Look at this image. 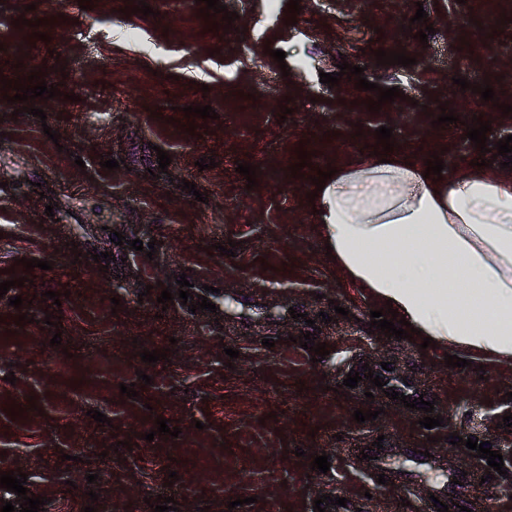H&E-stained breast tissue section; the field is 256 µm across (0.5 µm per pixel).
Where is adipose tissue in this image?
<instances>
[{"label": "adipose tissue", "instance_id": "1", "mask_svg": "<svg viewBox=\"0 0 512 512\" xmlns=\"http://www.w3.org/2000/svg\"><path fill=\"white\" fill-rule=\"evenodd\" d=\"M338 274L437 345L512 362V178L359 152L312 203Z\"/></svg>", "mask_w": 512, "mask_h": 512}]
</instances>
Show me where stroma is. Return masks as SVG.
<instances>
[{
  "mask_svg": "<svg viewBox=\"0 0 512 512\" xmlns=\"http://www.w3.org/2000/svg\"><path fill=\"white\" fill-rule=\"evenodd\" d=\"M138 2L92 0L84 10L78 0H0V75L40 71L61 88L36 100L42 119L0 106V282L9 268L30 279L12 290L23 309L0 298V472L26 473L31 493L48 499L45 512H154L149 500L166 490L179 512H313L323 494L361 512H437L433 498L461 475L489 512H512V457L505 475L489 480L486 459L447 440L454 432L497 452L512 441L500 427L512 413L504 399L512 364L462 350L468 367L452 368L444 348L371 329L378 305L340 282L306 198L318 170L375 144L382 126L396 145L442 153L448 167L482 159L465 137L473 116L490 121L488 144L512 135V114L500 110L512 105V0H498L510 22L494 34L472 23L471 0H367L359 12L349 0H301L292 26L288 0L271 12L266 0H220L238 14L229 32L221 15L201 17L198 0H146L151 15H124ZM420 7L434 27L424 44L413 21ZM37 18L48 41L32 36ZM379 48L415 63L378 65ZM343 60L405 100L372 113L365 102L376 92L345 77L321 83ZM461 77L471 89L460 90ZM488 77L493 104L473 91ZM442 102L457 120L432 126ZM197 105L216 119L189 121L183 109ZM161 150L172 162L156 177ZM302 150L310 165L295 178L289 168ZM112 158L122 168L101 167ZM206 158L215 168L198 170ZM244 159L259 170L256 187L235 171ZM187 181L206 202L184 190ZM37 183L49 198L34 192ZM113 230L126 244L111 241ZM134 239L158 240L155 256L130 249ZM230 240L233 256L211 255ZM93 248L114 253L108 271L87 257ZM22 257L53 267L28 270ZM182 273L192 294L213 286L216 312L161 306V282ZM47 291L63 295L62 330L43 323ZM323 311L332 319L316 340L331 350L315 362L293 338ZM22 312L29 322L19 326ZM230 348L238 358H228ZM143 349L166 352L167 363L142 362ZM365 365L407 380L408 397L434 400L441 426L421 427V411L369 380L343 386ZM124 383L137 399L121 395ZM14 404L22 417L10 418ZM359 408L377 411L376 420L356 423ZM92 409L106 422L90 418ZM160 416L180 427L178 437L155 434ZM148 432L153 441H143ZM378 440L380 457L362 458ZM420 448L428 457L418 458ZM321 453L332 466L317 475L309 457ZM173 471L178 481H169Z\"/></svg>",
  "mask_w": 512,
  "mask_h": 512,
  "instance_id": "obj_1",
  "label": "stroma"
}]
</instances>
